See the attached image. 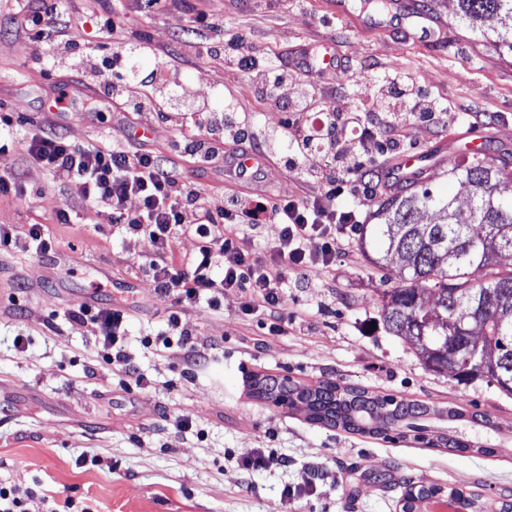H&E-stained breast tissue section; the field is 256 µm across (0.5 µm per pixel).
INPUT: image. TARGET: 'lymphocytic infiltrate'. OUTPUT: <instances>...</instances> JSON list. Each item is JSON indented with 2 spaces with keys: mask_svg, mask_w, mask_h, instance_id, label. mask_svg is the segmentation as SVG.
I'll return each instance as SVG.
<instances>
[{
  "mask_svg": "<svg viewBox=\"0 0 512 512\" xmlns=\"http://www.w3.org/2000/svg\"><path fill=\"white\" fill-rule=\"evenodd\" d=\"M13 6L19 28L37 47V60L62 61L101 79L99 97L106 108L161 116L165 103L178 102L180 132L170 147L177 157L207 164L221 144L227 155L239 159L229 168L236 181L257 182L260 158L272 156L299 181L314 186L313 194L276 200L233 193L214 208L175 166L152 151L133 150L118 141L93 144L44 134L22 144L0 137L1 160H10L17 145H24L32 169L53 174L95 213L106 214L108 223L121 225L126 237L148 238L153 254L137 267L154 291L173 296L181 306L203 302L214 309L223 307L225 292H236L241 311L267 316L272 334L288 332L282 289L287 274L331 268L340 237L359 222L356 210L337 208V197L361 179H382L381 170L364 167L368 144L403 155L409 117L431 123L439 115L436 101L414 93L405 74L388 76L379 89L358 91L348 107L329 105L307 62L289 61L284 54L268 62L251 52L245 37L224 40L223 18L198 14L196 22L214 35L208 54L247 69L257 97L274 102L281 114L263 143L254 144L244 136L246 111L205 109L171 79L167 64L151 74L150 91L133 92L122 79L130 43L120 9L97 17L102 38L114 45L110 56L101 59L81 48L63 0H13ZM247 158L252 166H244ZM264 224L278 225L279 232L268 257L261 259L246 241ZM180 236L195 240L192 253L175 252ZM312 240L319 243L314 252L307 248ZM71 318L94 329L102 358L111 359L126 332V311L83 304Z\"/></svg>",
  "mask_w": 512,
  "mask_h": 512,
  "instance_id": "lymphocytic-infiltrate-1",
  "label": "lymphocytic infiltrate"
}]
</instances>
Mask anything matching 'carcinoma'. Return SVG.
Masks as SVG:
<instances>
[{
    "label": "carcinoma",
    "mask_w": 512,
    "mask_h": 512,
    "mask_svg": "<svg viewBox=\"0 0 512 512\" xmlns=\"http://www.w3.org/2000/svg\"><path fill=\"white\" fill-rule=\"evenodd\" d=\"M461 19L472 23L495 18L502 26L498 41L512 51V0H457ZM450 173L470 195L463 211L453 197L431 185L409 181L381 204L382 224L359 225L360 245L377 268L395 275L401 286L383 293L388 329L417 347L428 367L439 371L448 362L446 320L473 315L480 319L478 337L455 332L463 346L461 366L454 378L481 376L512 395V266L494 256H512V159L471 156ZM434 210L440 221L426 223L421 214ZM487 270L481 280L477 270ZM273 399L302 402L313 423L351 433L400 435L421 433L438 423L439 443L457 451L489 454L493 449L467 432L494 427L488 412L465 414L452 408L397 399L357 385L322 381L305 385L275 376L254 380ZM471 512H512V504L482 499L463 488ZM423 489L406 485L401 512H422Z\"/></svg>",
    "instance_id": "carcinoma-1"
}]
</instances>
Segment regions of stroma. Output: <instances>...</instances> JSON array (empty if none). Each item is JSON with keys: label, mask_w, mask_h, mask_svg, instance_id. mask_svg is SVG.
Returning <instances> with one entry per match:
<instances>
[{"label": "stroma", "mask_w": 512, "mask_h": 512, "mask_svg": "<svg viewBox=\"0 0 512 512\" xmlns=\"http://www.w3.org/2000/svg\"><path fill=\"white\" fill-rule=\"evenodd\" d=\"M332 0H187L186 14L224 17V35H245L266 57L307 44L330 46L347 71L318 80L353 92L382 84L393 71L412 74L417 91L439 107L453 106L456 122L432 128L411 119V152L436 150L449 133H474L493 154L512 152V55L490 40L497 19L469 25L455 0H427L425 13L442 25V41L402 36L399 24L360 29L358 0L350 16ZM131 41L150 43L139 68L147 75L157 55L168 56L199 101L239 100L249 130L262 135L280 120L271 103L256 98L250 75L207 55L189 31L163 15L140 12L121 0ZM68 86L77 105L50 111L52 91ZM95 82L68 67L45 72L24 45L9 9L0 10V105L15 106L34 133L80 142L127 139L166 154L176 129L156 119L140 142L133 115L90 114ZM46 194L0 195V225L41 223L52 242L46 255L21 248L0 253V486L47 499L71 497L90 512H398L406 481L466 486L482 497H512V395L485 378L468 381L426 367L409 342L388 331L382 294L397 287L374 269L359 235L339 240L332 269L314 268L306 287L286 282L288 332L269 334L262 315H243L237 293L224 307L206 303L178 309L172 296L148 288L136 258L152 253L148 239L121 240L110 224L71 198L51 175L28 167L24 151L13 161ZM180 173L203 195L222 202L239 191L223 162H181ZM258 193L311 194L270 158ZM65 209L68 223L57 219ZM82 304L116 305L129 314L119 344L120 362L105 363L89 327L69 313ZM202 340L206 361L193 366L179 347L162 348L171 312ZM25 337L17 349V337ZM289 376L306 385L324 380L355 384L379 394L494 415L492 454L453 452L414 438L389 441L310 423L305 413L254 398V375ZM189 429L175 425L180 416ZM263 457L262 465L248 459Z\"/></svg>", "instance_id": "obj_1"}]
</instances>
